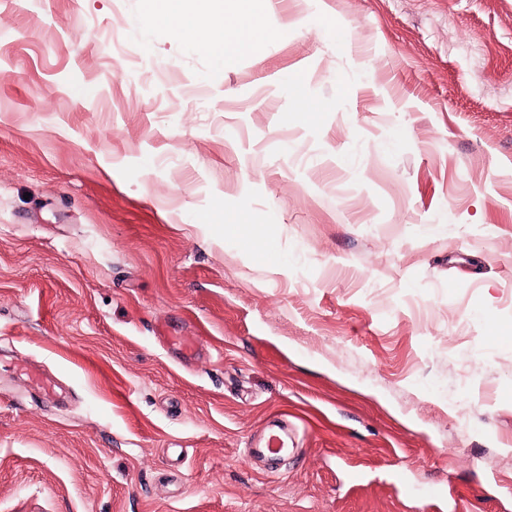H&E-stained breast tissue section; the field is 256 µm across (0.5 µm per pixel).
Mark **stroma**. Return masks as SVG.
Returning a JSON list of instances; mask_svg holds the SVG:
<instances>
[{"label":"stroma","instance_id":"stroma-1","mask_svg":"<svg viewBox=\"0 0 512 512\" xmlns=\"http://www.w3.org/2000/svg\"><path fill=\"white\" fill-rule=\"evenodd\" d=\"M261 9L0 0V512H512V0ZM146 15L157 26L173 31L181 39L201 42L220 58L243 54L265 29L257 0H232L224 13L223 1L145 0Z\"/></svg>","mask_w":512,"mask_h":512}]
</instances>
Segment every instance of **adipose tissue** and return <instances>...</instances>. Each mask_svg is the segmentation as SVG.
Instances as JSON below:
<instances>
[{
	"mask_svg": "<svg viewBox=\"0 0 512 512\" xmlns=\"http://www.w3.org/2000/svg\"><path fill=\"white\" fill-rule=\"evenodd\" d=\"M233 2L229 11L221 0H144V8L155 25L226 59L243 54L265 33L257 0Z\"/></svg>",
	"mask_w": 512,
	"mask_h": 512,
	"instance_id": "adipose-tissue-1",
	"label": "adipose tissue"
}]
</instances>
